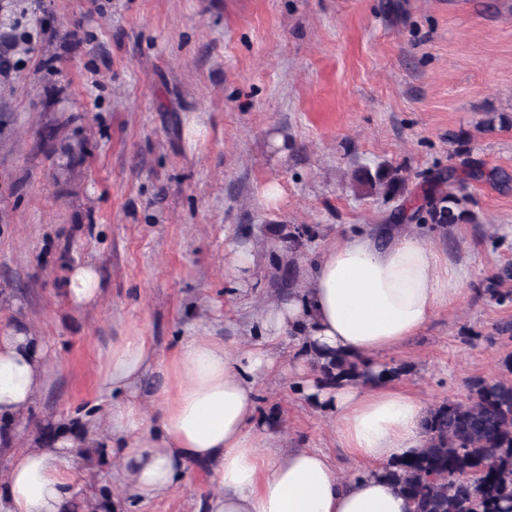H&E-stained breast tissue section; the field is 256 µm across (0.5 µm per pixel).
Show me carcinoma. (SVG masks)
Instances as JSON below:
<instances>
[{
    "instance_id": "1",
    "label": "carcinoma",
    "mask_w": 512,
    "mask_h": 512,
    "mask_svg": "<svg viewBox=\"0 0 512 512\" xmlns=\"http://www.w3.org/2000/svg\"><path fill=\"white\" fill-rule=\"evenodd\" d=\"M354 181L368 194L403 193L398 170L355 172ZM436 189L411 219L433 226L476 223L455 192L456 173L438 176ZM512 264L489 279L486 294L512 304ZM319 382L359 380L360 372L341 359L316 363ZM506 377H476L462 399H449L429 410L423 421L426 446L420 454L389 465L387 475L415 504V512H512V357L503 362Z\"/></svg>"
}]
</instances>
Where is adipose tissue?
<instances>
[{
	"label": "adipose tissue",
	"instance_id": "obj_1",
	"mask_svg": "<svg viewBox=\"0 0 512 512\" xmlns=\"http://www.w3.org/2000/svg\"><path fill=\"white\" fill-rule=\"evenodd\" d=\"M467 277L464 266L428 243L423 225L362 224L320 253L306 284L260 309L254 336L238 349L200 331L179 337L162 360L148 337H121L100 381L111 399L103 432L94 433L89 414L79 436L60 433L14 451L0 482V512H69L78 492L72 461L83 442L116 463L110 479L121 494L112 512L170 496L193 465L210 468L216 484L198 512H413L383 468L423 449L429 408L383 376V357L457 305ZM66 291L73 307L96 302V265L71 267ZM287 336L306 354H340L368 376L319 388L308 361L295 368L359 462L351 476L320 449H278L276 429L258 413L259 386L277 369L272 349ZM48 361L42 338L25 323L0 332V447L12 448L17 421L46 386ZM157 369L165 383L148 401L141 382ZM149 404L157 408L151 421Z\"/></svg>",
	"mask_w": 512,
	"mask_h": 512
}]
</instances>
